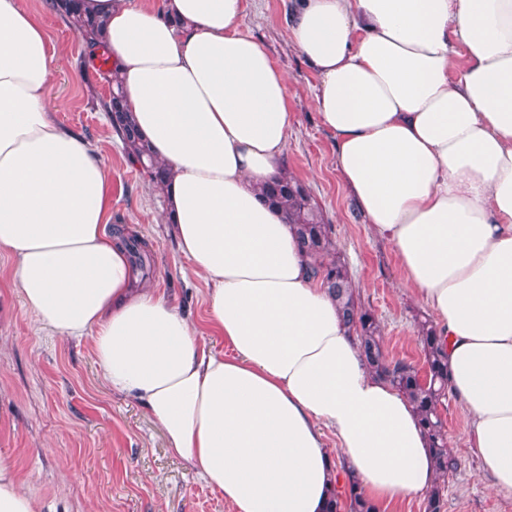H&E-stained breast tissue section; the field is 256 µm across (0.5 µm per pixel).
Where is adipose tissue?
<instances>
[{
    "label": "adipose tissue",
    "instance_id": "ef3b65f1",
    "mask_svg": "<svg viewBox=\"0 0 512 512\" xmlns=\"http://www.w3.org/2000/svg\"><path fill=\"white\" fill-rule=\"evenodd\" d=\"M125 105L170 173L166 221L224 354L109 232L112 178L61 126L46 31L0 0V251L42 329L91 337L104 384L234 512H325L342 472L374 512L430 490L408 399L376 377L260 190L285 168L288 79L244 0H82ZM334 162L401 286L437 315L466 447L512 495V0H299ZM464 66H457L458 54ZM336 439L328 448L327 436ZM0 512H39L0 450Z\"/></svg>",
    "mask_w": 512,
    "mask_h": 512
}]
</instances>
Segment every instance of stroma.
Returning <instances> with one entry per match:
<instances>
[{
    "label": "stroma",
    "instance_id": "35a3bbf8",
    "mask_svg": "<svg viewBox=\"0 0 512 512\" xmlns=\"http://www.w3.org/2000/svg\"><path fill=\"white\" fill-rule=\"evenodd\" d=\"M41 14L53 55L48 96L58 122L98 147L112 177L111 225L128 228L151 254L150 283L199 329L207 327V287L179 253L163 222L166 202L114 132L103 107L106 86L84 55L77 32L44 0H24ZM294 0H245L241 31L261 43L288 76L295 117L285 165L332 226L362 305L378 318L390 355L422 363L414 335L432 311L400 286L391 245L373 235L334 165L335 138L315 105L319 77L292 45ZM448 447L459 460L444 491L443 512H512L495 494L480 460L465 451L469 420L453 401L442 407ZM41 512H232L172 456L163 434L135 400L102 382L91 338L64 339L39 329L0 253V450Z\"/></svg>",
    "mask_w": 512,
    "mask_h": 512
}]
</instances>
